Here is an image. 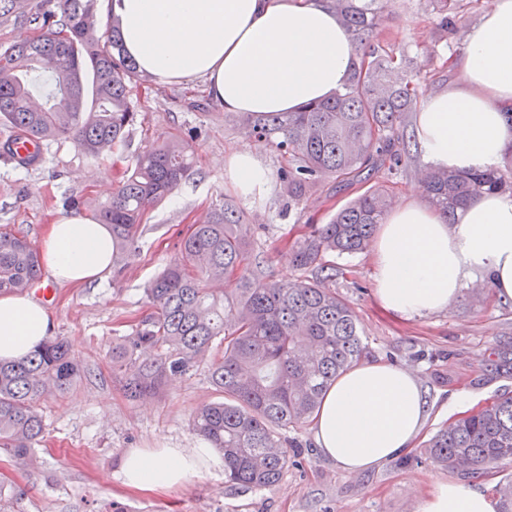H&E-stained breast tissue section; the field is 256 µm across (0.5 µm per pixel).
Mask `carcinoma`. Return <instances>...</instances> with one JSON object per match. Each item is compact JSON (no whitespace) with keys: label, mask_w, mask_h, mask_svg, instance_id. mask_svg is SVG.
I'll list each match as a JSON object with an SVG mask.
<instances>
[{"label":"carcinoma","mask_w":512,"mask_h":512,"mask_svg":"<svg viewBox=\"0 0 512 512\" xmlns=\"http://www.w3.org/2000/svg\"><path fill=\"white\" fill-rule=\"evenodd\" d=\"M382 0H334L341 24L365 45L359 63L336 95L298 112L245 118L252 140L272 144L284 166L279 177L296 200L323 178L339 183L366 181L378 170L404 162L398 148L417 86L406 57L373 43ZM446 28L459 0H436ZM100 0H0V18L22 14L39 31L35 39L0 47V123L34 145L72 137L78 151L98 157L126 145L138 113L130 91L140 77L120 44V18L99 30ZM49 73L55 92L44 111L30 110L31 77ZM194 175L188 141L181 136L142 151L118 181L112 197L96 209L112 231V280L123 273L127 254L139 248L146 212ZM423 188L448 223L472 198L512 189L501 170H427ZM392 204L384 185L368 188L327 224H308L288 252L299 269L328 270L331 254L364 252ZM252 224L230 199L213 207L209 220L191 225L174 258L144 288L150 314L112 349L129 398L159 392L167 379L195 367L212 348L220 356L209 376L223 400L202 406L193 431L224 454L230 487L263 489L288 470L299 444L281 431L316 413L336 378L357 364L365 346L347 299L319 280L256 283ZM41 275L40 252L24 236L0 231V292L32 288ZM239 279V294L224 300L218 285ZM491 366L512 375V345L493 352ZM83 372L68 342L49 336L29 356L0 363V447L27 457L42 438L40 401L69 389ZM436 465L466 475L512 463V397L439 430L425 447Z\"/></svg>","instance_id":"obj_1"}]
</instances>
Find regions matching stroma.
Here are the masks:
<instances>
[{"label":"stroma","instance_id":"obj_1","mask_svg":"<svg viewBox=\"0 0 512 512\" xmlns=\"http://www.w3.org/2000/svg\"><path fill=\"white\" fill-rule=\"evenodd\" d=\"M491 0H459L455 25L439 33L433 0H383L375 38L384 48L414 61L419 89L440 90L459 79L450 60L459 56L463 32ZM138 121L123 155L91 158L73 141L60 138L45 147L42 165L22 169L0 158V226L41 244L48 225L64 212L66 197L84 195L82 211L108 200L133 157L171 135L192 132L195 175L164 202L151 208L140 227L139 249L131 254L120 282L84 288H52L47 307L53 333L65 337L85 374L67 393L41 402L45 431L28 458L0 448V512H419L433 486L454 473L432 465L424 453L430 437L452 421L448 402L458 391L472 393L465 414L512 395V376L493 374L487 363L494 348L512 341V302L490 292L464 289L448 310L414 320L384 311L375 296L371 251L333 257L329 288L344 296L358 316L366 358L414 372L435 407L413 450L373 469L348 474L316 449L309 423L288 427L286 439L304 453L289 464L282 480L259 490L231 489L223 466L165 493L128 491L119 460L132 448H195L202 439L191 430L193 414L220 400L207 363L171 378L155 396L128 400L112 371V348L148 312L144 289L177 253L189 225L207 219L213 204L234 198L255 228L254 252L269 280H296L304 273L288 262V250L308 220L325 223L363 193L367 184L318 182L300 200L289 201L277 179L281 158L271 145L246 139L238 114L210 97L202 80L180 85L142 81L134 91ZM256 149L272 174L264 200L234 196L225 184L224 158ZM426 162L410 144L405 165L380 171L369 184H389L403 201L419 188Z\"/></svg>","mask_w":512,"mask_h":512}]
</instances>
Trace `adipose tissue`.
Listing matches in <instances>:
<instances>
[{
  "mask_svg": "<svg viewBox=\"0 0 512 512\" xmlns=\"http://www.w3.org/2000/svg\"><path fill=\"white\" fill-rule=\"evenodd\" d=\"M126 54L155 83L204 80L225 111L294 112L331 97L361 51L329 0H117ZM461 86L424 94L413 136L430 169L495 168L512 148V0H494L463 35ZM226 184L246 198L266 194L269 178L250 149L224 161ZM376 297L411 320L448 309L464 287L486 281L512 300V193L471 200L455 223L411 196L394 207L373 242ZM40 260L52 283L83 287L112 269L107 225L73 211L51 225ZM32 296L0 294V361L33 351L53 330ZM431 406L409 370L366 360L326 391L311 432L316 448L357 473L404 455ZM214 463L210 448H132L120 461L123 485L159 493L186 484ZM496 499L462 481L437 482L421 512H497Z\"/></svg>",
  "mask_w": 512,
  "mask_h": 512,
  "instance_id": "adipose-tissue-1",
  "label": "adipose tissue"
}]
</instances>
